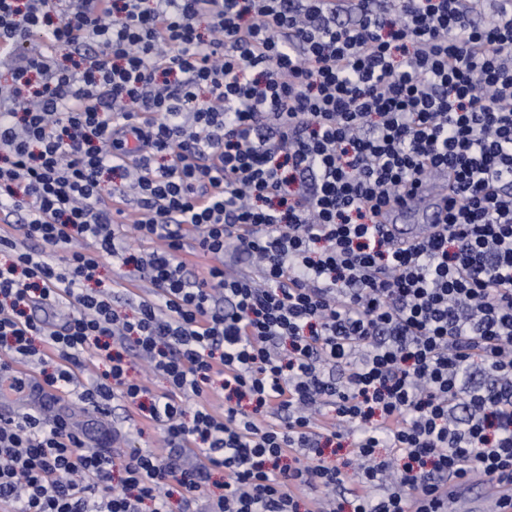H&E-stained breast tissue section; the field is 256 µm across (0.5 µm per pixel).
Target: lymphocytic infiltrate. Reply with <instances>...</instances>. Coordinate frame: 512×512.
Listing matches in <instances>:
<instances>
[{
  "label": "lymphocytic infiltrate",
  "instance_id": "1",
  "mask_svg": "<svg viewBox=\"0 0 512 512\" xmlns=\"http://www.w3.org/2000/svg\"><path fill=\"white\" fill-rule=\"evenodd\" d=\"M495 2L485 24L481 0H0V395L23 394L26 358L58 390L93 353L108 368L81 401L122 400L168 447L117 452L120 431L42 406L1 417V505L446 512L471 474L512 485V0ZM437 181L443 223L396 238L391 210ZM128 213L160 247L133 257ZM189 237L204 276L177 257ZM105 256L157 298L114 308ZM346 437L352 476L325 456ZM114 349L119 350L123 354L132 376L142 379L154 392L163 390L165 386L163 379L155 376L149 370L144 359L128 343L122 348L119 345H114Z\"/></svg>",
  "mask_w": 512,
  "mask_h": 512
}]
</instances>
